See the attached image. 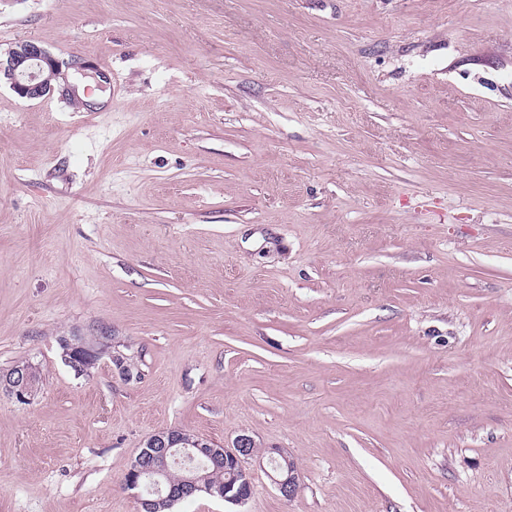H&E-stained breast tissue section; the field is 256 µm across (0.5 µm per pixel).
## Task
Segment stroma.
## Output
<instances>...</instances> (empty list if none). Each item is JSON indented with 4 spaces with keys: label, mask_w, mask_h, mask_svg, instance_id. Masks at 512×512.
I'll return each instance as SVG.
<instances>
[{
    "label": "stroma",
    "mask_w": 512,
    "mask_h": 512,
    "mask_svg": "<svg viewBox=\"0 0 512 512\" xmlns=\"http://www.w3.org/2000/svg\"><path fill=\"white\" fill-rule=\"evenodd\" d=\"M110 88L0 84V512H137L144 440L241 434L290 500L512 512V0H0ZM107 328L138 365L76 376ZM70 340L72 341L70 344L71 349L81 355L80 360L83 363V369L80 376L90 375L91 371L96 367L100 360L96 356L89 354L86 349L99 345L97 339H92L91 336L82 335L72 336ZM0 390L11 396L20 404L28 403L33 395L32 382L29 370L19 367L12 373H7L0 378ZM271 461H277L278 458L271 457ZM273 474L269 475L274 488L278 491L281 497L290 500L298 492V477L290 469L288 465L283 466L281 463L273 465Z\"/></svg>",
    "instance_id": "35a3bbf8"
}]
</instances>
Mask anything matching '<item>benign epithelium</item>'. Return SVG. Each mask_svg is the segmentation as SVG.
<instances>
[{
	"instance_id": "1",
	"label": "benign epithelium",
	"mask_w": 512,
	"mask_h": 512,
	"mask_svg": "<svg viewBox=\"0 0 512 512\" xmlns=\"http://www.w3.org/2000/svg\"><path fill=\"white\" fill-rule=\"evenodd\" d=\"M62 75V63L53 57L42 45L35 41L19 42L8 51L6 61H0V77L6 79L13 92L22 99H40L54 90V82ZM101 357L112 361V367L126 381L136 379L135 373L129 366L128 357L121 352L103 346L96 351ZM0 391L11 396L16 402L25 404L33 395L29 370L20 367L12 373L0 378ZM256 447L252 437L242 434L235 439L231 448H223L215 443H206L195 435L171 434L167 431L157 432L146 441V447L139 450L134 466L127 471L126 486L137 491L139 509H149L148 495L142 492L143 477L157 474L155 459L180 453L189 457L195 454L204 455L213 461H224V466L242 476L243 482L239 488L229 484L217 490L222 500L242 504L252 494V482L248 464L255 458L253 448ZM187 475L183 477L179 488L169 489L168 495L177 499L191 496L199 489L194 469L186 468ZM270 480L281 497L290 500L298 492V477L290 469L280 463L272 468Z\"/></svg>"
}]
</instances>
